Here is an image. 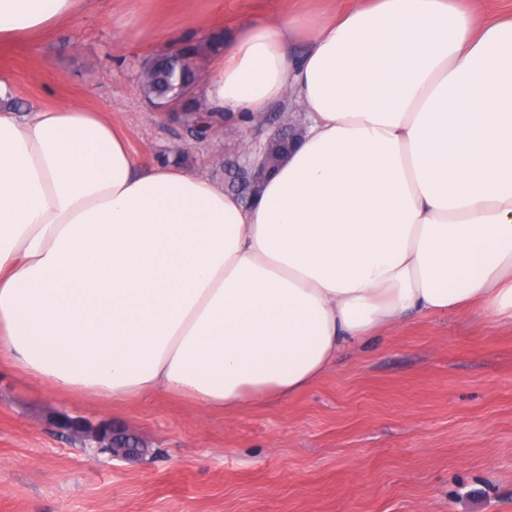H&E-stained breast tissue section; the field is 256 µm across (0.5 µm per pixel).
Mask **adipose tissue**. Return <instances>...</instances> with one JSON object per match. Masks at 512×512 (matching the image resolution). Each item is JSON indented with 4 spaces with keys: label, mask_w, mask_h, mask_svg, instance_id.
Instances as JSON below:
<instances>
[{
    "label": "adipose tissue",
    "mask_w": 512,
    "mask_h": 512,
    "mask_svg": "<svg viewBox=\"0 0 512 512\" xmlns=\"http://www.w3.org/2000/svg\"><path fill=\"white\" fill-rule=\"evenodd\" d=\"M87 0H0V44ZM201 96L306 132L241 204L144 166L76 104L18 113L0 81V359L62 395L233 413L311 386L408 316L512 322V15L352 0L248 26Z\"/></svg>",
    "instance_id": "adipose-tissue-1"
}]
</instances>
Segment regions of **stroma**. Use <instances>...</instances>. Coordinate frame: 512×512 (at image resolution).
Wrapping results in <instances>:
<instances>
[{
	"label": "stroma",
	"instance_id": "obj_1",
	"mask_svg": "<svg viewBox=\"0 0 512 512\" xmlns=\"http://www.w3.org/2000/svg\"><path fill=\"white\" fill-rule=\"evenodd\" d=\"M336 0H91L66 24L0 45V80L22 109L111 113L139 160L178 145L135 81L154 53ZM268 130L224 124L234 157ZM214 145V146H217ZM212 145H189L214 182ZM135 435L146 459L95 457L56 415ZM0 512H512V326L468 313L410 318L346 350L285 401L227 416L157 394L62 396L0 362Z\"/></svg>",
	"mask_w": 512,
	"mask_h": 512
}]
</instances>
